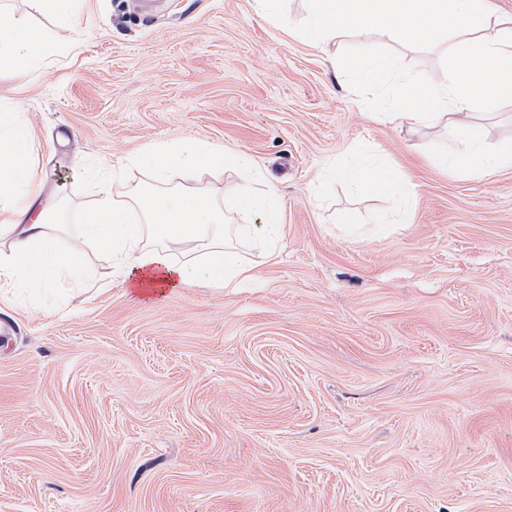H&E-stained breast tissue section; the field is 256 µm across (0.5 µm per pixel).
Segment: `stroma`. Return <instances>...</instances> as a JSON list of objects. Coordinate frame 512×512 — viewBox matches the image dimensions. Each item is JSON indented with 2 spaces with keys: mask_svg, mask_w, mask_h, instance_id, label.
<instances>
[{
  "mask_svg": "<svg viewBox=\"0 0 512 512\" xmlns=\"http://www.w3.org/2000/svg\"><path fill=\"white\" fill-rule=\"evenodd\" d=\"M86 0L75 38L41 0L0 18L64 49L0 73V105L34 127L36 171L68 239L91 173L151 186L154 142L242 150L283 210L255 280L138 300L109 254L62 282L59 310L0 302V512H512V167L443 168L440 127L392 121L326 51L255 0ZM426 84L444 44L347 37ZM473 136L512 140V101ZM409 182L412 203L327 181L351 152Z\"/></svg>",
  "mask_w": 512,
  "mask_h": 512,
  "instance_id": "35a3bbf8",
  "label": "stroma"
}]
</instances>
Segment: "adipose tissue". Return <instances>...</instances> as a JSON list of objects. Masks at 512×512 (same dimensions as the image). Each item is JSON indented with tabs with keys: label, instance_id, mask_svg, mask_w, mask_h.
Returning a JSON list of instances; mask_svg holds the SVG:
<instances>
[{
	"label": "adipose tissue",
	"instance_id": "obj_1",
	"mask_svg": "<svg viewBox=\"0 0 512 512\" xmlns=\"http://www.w3.org/2000/svg\"><path fill=\"white\" fill-rule=\"evenodd\" d=\"M305 24L316 44H341L370 32L398 35L433 45L449 36L453 79L419 87L405 80L391 96V117L411 126H441L459 142L439 163L483 176L512 166V143L488 149L469 132L474 107L495 109L512 100V22L500 20L489 0H312ZM61 47L42 30L0 22V71L36 68ZM335 68L351 74L355 87L381 90L391 68L381 56L350 60L336 54ZM36 134L17 113H0V300L15 302L19 291L55 290L61 280L87 273L85 246L108 252L132 294L158 288H222L251 279L257 258L273 260L282 238V209L267 176L244 151L195 139L157 142L135 159L154 182L115 201L111 186L121 168L106 165L97 177V203L69 243H61L55 206L42 202L33 145ZM239 174L216 201L197 187L202 173ZM180 182L170 185L171 173ZM351 189L368 188L406 206L414 191L388 169L366 157L337 165L332 174Z\"/></svg>",
	"mask_w": 512,
	"mask_h": 512
}]
</instances>
